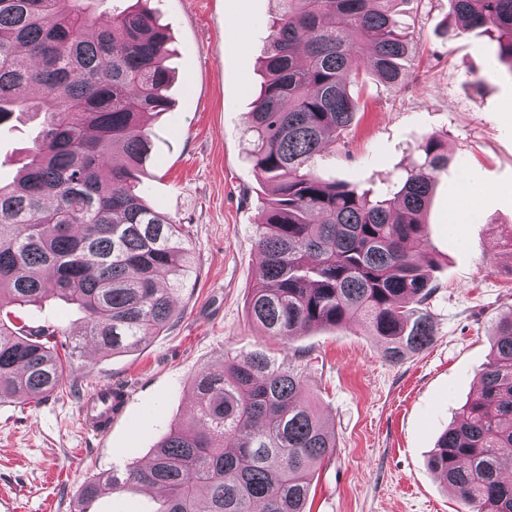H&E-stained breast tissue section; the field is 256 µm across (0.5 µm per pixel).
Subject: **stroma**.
Segmentation results:
<instances>
[{
	"label": "stroma",
	"instance_id": "35a3bbf8",
	"mask_svg": "<svg viewBox=\"0 0 512 512\" xmlns=\"http://www.w3.org/2000/svg\"><path fill=\"white\" fill-rule=\"evenodd\" d=\"M151 6L170 36L174 80L168 110L149 119L153 147L141 180L147 204L188 231L178 317L133 350L90 354L83 390L112 385L128 394L108 435L86 432L81 398L66 385L41 402H0V497L18 512H74L89 477L151 456L191 408L197 375L261 351L278 361L297 356L307 397L336 439L332 459L313 472L311 512H462L429 459L476 392L493 323L512 312V255L499 246L512 231V74L495 42L479 29L446 36L449 0H400L398 18L414 33L403 83L363 76V110L345 141L314 159L322 179L378 191L417 161L426 136L447 141L454 156L424 215L437 261L428 302L437 335L426 351L390 363L359 323L284 341L248 313L268 188L246 157L243 132L279 0ZM39 125L24 114L0 127V180L19 171ZM473 171L487 192L464 223H449L448 206Z\"/></svg>",
	"mask_w": 512,
	"mask_h": 512
}]
</instances>
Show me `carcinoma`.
<instances>
[{"label": "carcinoma", "mask_w": 512, "mask_h": 512, "mask_svg": "<svg viewBox=\"0 0 512 512\" xmlns=\"http://www.w3.org/2000/svg\"><path fill=\"white\" fill-rule=\"evenodd\" d=\"M103 2L0 0V125L18 112L43 116L16 180L0 182V402L48 398L66 372L76 388L87 347L116 354L164 331L187 278V232L147 205L139 177L147 117L170 104V38L150 0L120 11ZM280 2L245 130L247 158L271 186L250 316L284 340L357 318L399 363L435 340L422 216L453 155L427 136L419 162L374 195L324 181L311 160L360 112V70L401 85L411 39L398 0ZM450 6L462 29L497 42L512 73V0ZM117 152L122 165L111 163ZM48 293L80 317L15 323L11 308ZM193 394L148 461L84 482L76 512L121 484L154 490L155 512H306L312 468L336 443L298 366L253 352L203 372ZM430 465L465 512H512V313L495 323L475 396Z\"/></svg>", "instance_id": "carcinoma-1"}]
</instances>
